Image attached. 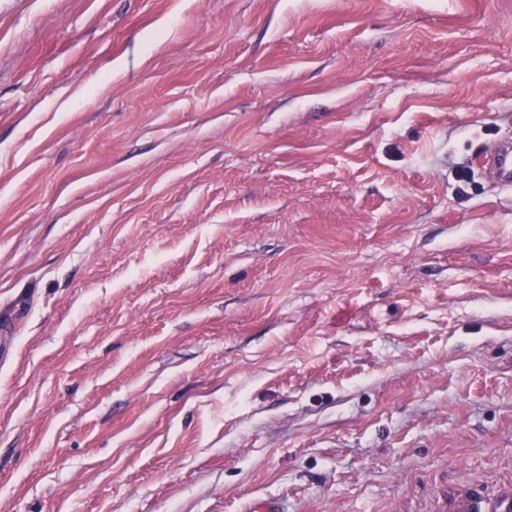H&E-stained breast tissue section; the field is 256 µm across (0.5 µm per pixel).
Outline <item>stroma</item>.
<instances>
[{
  "instance_id": "obj_1",
  "label": "stroma",
  "mask_w": 512,
  "mask_h": 512,
  "mask_svg": "<svg viewBox=\"0 0 512 512\" xmlns=\"http://www.w3.org/2000/svg\"><path fill=\"white\" fill-rule=\"evenodd\" d=\"M512 0H0V512L512 490ZM486 171L501 184L511 188L512 185V145H499L485 157Z\"/></svg>"
}]
</instances>
